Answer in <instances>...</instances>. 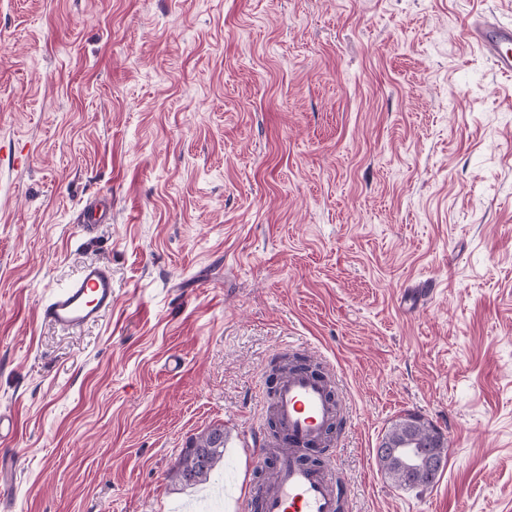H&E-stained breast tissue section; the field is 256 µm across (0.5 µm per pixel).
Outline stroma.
Segmentation results:
<instances>
[{
    "mask_svg": "<svg viewBox=\"0 0 512 512\" xmlns=\"http://www.w3.org/2000/svg\"><path fill=\"white\" fill-rule=\"evenodd\" d=\"M475 18L512 0H0V512H237L287 343L336 368L339 512H512V76ZM93 262L111 312L44 321ZM408 413L448 444L424 490L376 463ZM410 423H415L417 429H420L421 432L425 433L423 437L425 439H430L432 438L430 437L432 433L439 432L431 422L424 420L421 416L416 414L408 413L407 415L392 423V425L388 428L385 435L383 436L382 442L384 443L385 441H389L397 437ZM222 459L224 429L216 427L191 439L172 468L171 478L186 485L207 482Z\"/></svg>",
    "mask_w": 512,
    "mask_h": 512,
    "instance_id": "35a3bbf8",
    "label": "stroma"
}]
</instances>
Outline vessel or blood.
<instances>
[{"instance_id": "obj_1", "label": "vessel or blood", "mask_w": 512, "mask_h": 512, "mask_svg": "<svg viewBox=\"0 0 512 512\" xmlns=\"http://www.w3.org/2000/svg\"><path fill=\"white\" fill-rule=\"evenodd\" d=\"M466 35L486 52L499 73L512 74V24L484 20L467 26ZM112 304L110 267L90 264L52 293L41 315L59 328L74 330L97 322ZM271 414L279 430L276 439L266 442L274 478L260 496L261 512H337L336 483L329 468L305 460L311 449L326 444L329 428L344 419L332 369L314 374L298 368L280 375Z\"/></svg>"}]
</instances>
